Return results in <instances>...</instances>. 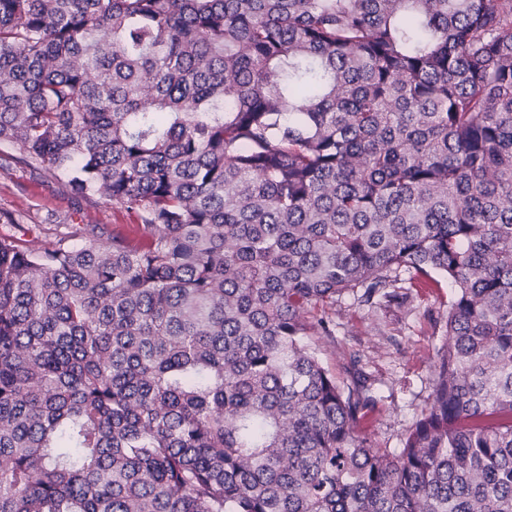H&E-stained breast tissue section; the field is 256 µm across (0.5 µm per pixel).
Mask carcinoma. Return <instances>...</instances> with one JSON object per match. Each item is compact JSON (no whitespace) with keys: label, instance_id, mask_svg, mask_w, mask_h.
<instances>
[{"label":"carcinoma","instance_id":"obj_1","mask_svg":"<svg viewBox=\"0 0 512 512\" xmlns=\"http://www.w3.org/2000/svg\"><path fill=\"white\" fill-rule=\"evenodd\" d=\"M0 144L136 219L0 232V512H512V0H0ZM434 271L394 453L309 337Z\"/></svg>","mask_w":512,"mask_h":512}]
</instances>
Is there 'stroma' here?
<instances>
[{
	"label": "stroma",
	"instance_id": "1",
	"mask_svg": "<svg viewBox=\"0 0 512 512\" xmlns=\"http://www.w3.org/2000/svg\"><path fill=\"white\" fill-rule=\"evenodd\" d=\"M11 148L0 147V212L22 224H40L43 239H51L59 224L133 223L126 210L102 198L87 201L71 194L66 182L39 168L11 160ZM435 285L411 292L400 303L381 308L357 305L344 296L336 305V330L315 336L323 365L345 380L350 354L361 359L377 404L366 425L369 440L393 451L430 402L437 351L445 343L443 316L452 290L443 273Z\"/></svg>",
	"mask_w": 512,
	"mask_h": 512
}]
</instances>
